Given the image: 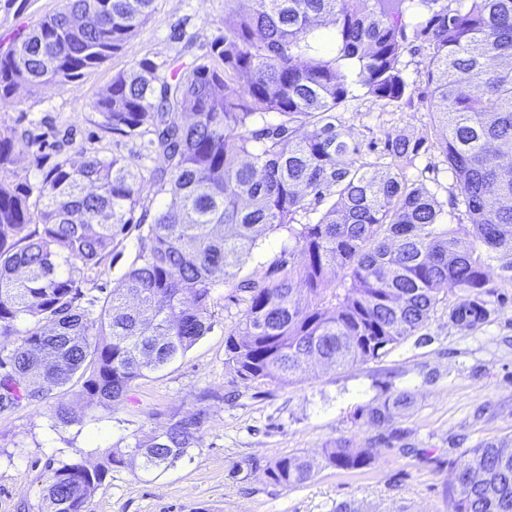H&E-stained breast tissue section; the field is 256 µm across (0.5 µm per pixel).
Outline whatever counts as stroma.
Here are the masks:
<instances>
[{"instance_id":"1","label":"stroma","mask_w":512,"mask_h":512,"mask_svg":"<svg viewBox=\"0 0 512 512\" xmlns=\"http://www.w3.org/2000/svg\"><path fill=\"white\" fill-rule=\"evenodd\" d=\"M223 15L224 0H156L150 20L98 68L66 87H22L0 101V125L67 139L72 164L94 154L117 156L135 174L148 176L152 163L141 158L138 139L104 132L88 104L107 91L113 74L143 56L193 62L201 45L217 35ZM425 65L419 47L402 57L410 103L396 108L359 91L340 116L346 132L362 142L365 162L384 153L387 138L421 142L417 169L444 202L455 187L435 146ZM137 237L130 231L100 264L78 266L80 286L112 288L137 253ZM295 250L287 229L267 231L238 280L259 277L273 259ZM488 277L490 314L479 327L449 319V306L468 298L453 287L422 335L350 368L313 366L288 385L245 384L230 374L224 339L244 305L230 288H218L211 331L175 364L137 381L119 405L85 415L82 428L52 429L48 400L0 409V512H43L49 468L72 459L96 466L106 448L163 431L170 419L200 409L207 417L183 458L147 475L113 468L92 499V512H336L346 501L359 512H450L451 463L459 451L512 438V280L495 266ZM402 391L411 392L413 401L391 423L401 432L399 441L386 443L381 430L354 421L357 409ZM340 438L371 449L374 465L357 472L327 468L294 488L266 478L271 461L293 454L317 458Z\"/></svg>"}]
</instances>
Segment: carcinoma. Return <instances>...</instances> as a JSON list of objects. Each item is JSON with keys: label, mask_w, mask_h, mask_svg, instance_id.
I'll use <instances>...</instances> for the list:
<instances>
[{"label": "carcinoma", "mask_w": 512, "mask_h": 512, "mask_svg": "<svg viewBox=\"0 0 512 512\" xmlns=\"http://www.w3.org/2000/svg\"><path fill=\"white\" fill-rule=\"evenodd\" d=\"M156 0H60L0 52V101L17 89L65 87L104 63L147 23ZM425 10L410 23V10ZM333 25L321 39L325 20ZM224 31L191 65L144 57L89 103L104 130L140 138L170 185L153 212L144 181L116 157L75 167L66 140L25 135L40 173L19 175L16 130L0 127V407L56 398L54 426H79L73 390L103 408L179 358L213 327L215 289L246 293L225 340L224 366L245 384H288L313 362L341 368L382 357L426 327L450 287L470 298L448 308L470 327L490 314L486 269L512 280V0H224ZM426 50L437 148L458 193L445 212L409 177L420 143L387 139L390 162H362L338 108L355 88L407 102L401 58ZM307 128L298 137V129ZM57 160L45 166L50 156ZM94 191H87V187ZM331 198L314 223L300 211ZM463 215L469 228L448 222ZM135 225L139 249L103 297L85 292L77 263L97 265ZM288 228L302 260L276 259L235 284L261 231ZM410 400L359 409L383 429ZM201 414L114 446L93 468L49 469L46 512H90L114 467L164 470L195 444ZM374 458L346 439L322 461L276 459L265 474L293 487L320 470L361 471ZM451 512H512V439L466 448L449 489Z\"/></svg>", "instance_id": "cac0c4a2"}]
</instances>
